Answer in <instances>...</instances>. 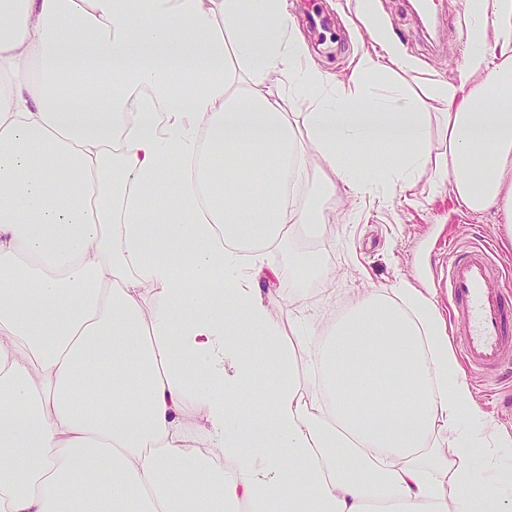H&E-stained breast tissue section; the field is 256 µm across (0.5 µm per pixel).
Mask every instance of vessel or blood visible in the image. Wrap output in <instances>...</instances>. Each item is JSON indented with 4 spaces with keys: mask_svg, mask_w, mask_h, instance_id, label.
Here are the masks:
<instances>
[{
    "mask_svg": "<svg viewBox=\"0 0 512 512\" xmlns=\"http://www.w3.org/2000/svg\"><path fill=\"white\" fill-rule=\"evenodd\" d=\"M503 269L480 243L459 239L448 254L447 274L437 287L448 292V313L470 375L512 365V295L491 288Z\"/></svg>",
    "mask_w": 512,
    "mask_h": 512,
    "instance_id": "b4317fda",
    "label": "vessel or blood"
}]
</instances>
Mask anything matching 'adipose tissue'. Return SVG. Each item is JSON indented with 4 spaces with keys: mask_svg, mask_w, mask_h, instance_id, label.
Returning a JSON list of instances; mask_svg holds the SVG:
<instances>
[{
    "mask_svg": "<svg viewBox=\"0 0 512 512\" xmlns=\"http://www.w3.org/2000/svg\"><path fill=\"white\" fill-rule=\"evenodd\" d=\"M357 9L379 49L335 82L288 0H0V512H512V432L431 289L287 340L260 284L303 265L239 261L326 223L282 173L309 183L315 155L327 195L386 204L425 173L512 245V0H470L458 79L421 96Z\"/></svg>",
    "mask_w": 512,
    "mask_h": 512,
    "instance_id": "adipose-tissue-1",
    "label": "adipose tissue"
}]
</instances>
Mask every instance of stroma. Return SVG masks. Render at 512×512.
I'll use <instances>...</instances> for the list:
<instances>
[{"label": "stroma", "mask_w": 512, "mask_h": 512, "mask_svg": "<svg viewBox=\"0 0 512 512\" xmlns=\"http://www.w3.org/2000/svg\"><path fill=\"white\" fill-rule=\"evenodd\" d=\"M376 14L389 26L405 53L419 64L424 77L456 80L463 61V22L468 0H435L433 11L443 22L435 35L439 51L427 49L420 31V18L408 0H371ZM326 16L337 29L341 43L332 48L306 40L316 61L336 79H347L355 52L371 49L366 28L356 15V0H323ZM303 194L313 209L329 216L325 231L315 239L299 240L293 250L268 252L275 264L287 263L290 253L302 256L307 266L324 262L332 271L336 300L325 303L318 284H308L299 294L290 292L288 281L275 284L279 300L274 306L283 323L300 312L330 321L350 298L403 277L418 288L432 287L447 265L450 239L460 234L490 241L501 261L512 267V253L503 249L502 228L497 215L488 211L468 213L459 209L445 188H431L427 177L395 195L386 208L349 197H327L316 183H308ZM478 407L498 427L512 431V376L491 375L470 379Z\"/></svg>", "instance_id": "obj_1"}]
</instances>
